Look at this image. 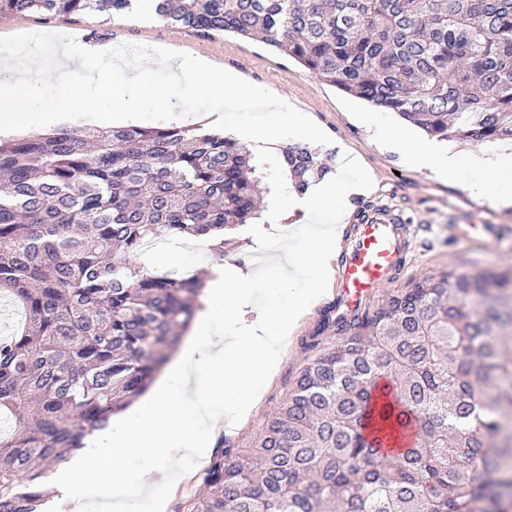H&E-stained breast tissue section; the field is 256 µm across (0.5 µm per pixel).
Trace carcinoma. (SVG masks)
I'll list each match as a JSON object with an SVG mask.
<instances>
[{
    "label": "carcinoma",
    "instance_id": "1",
    "mask_svg": "<svg viewBox=\"0 0 512 512\" xmlns=\"http://www.w3.org/2000/svg\"><path fill=\"white\" fill-rule=\"evenodd\" d=\"M132 0H0L15 12H121ZM163 20L259 38L431 137L512 140V0H155ZM296 192L329 167L278 158ZM243 142L186 127L61 128L0 141V512H37L46 470L143 392L204 287L140 249L220 238L257 218ZM321 329L320 347L249 446H226L185 512H512V273H429ZM378 431L415 438L375 448ZM480 469L491 478L471 473Z\"/></svg>",
    "mask_w": 512,
    "mask_h": 512
}]
</instances>
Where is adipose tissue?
I'll list each match as a JSON object with an SVG mask.
<instances>
[{"mask_svg": "<svg viewBox=\"0 0 512 512\" xmlns=\"http://www.w3.org/2000/svg\"><path fill=\"white\" fill-rule=\"evenodd\" d=\"M377 132L412 166L461 182L473 198L483 199L490 186L499 196L512 198L511 151L464 153L437 139L420 140L388 122L379 123ZM464 171L472 172V179L461 181ZM353 190L350 184L325 183L310 196L289 198L288 209L329 217L328 223L310 229L313 247L304 257L284 244L260 274L227 264L211 267L194 337L158 380L155 395L91 437L88 452L96 464L90 472L61 465L51 479L57 493L75 501L78 512H126L127 498L135 490L144 500V512H159L156 485L171 478L178 461L204 460L215 429L226 419L244 416L259 400L274 362L272 343L287 342L295 316L322 294L336 253L337 226ZM299 265L308 274L301 293L291 273ZM258 285L287 296L288 306L267 308L249 322L243 317L244 299ZM132 453L146 462L135 481L125 467Z\"/></svg>", "mask_w": 512, "mask_h": 512, "instance_id": "ef3b65f1", "label": "adipose tissue"}]
</instances>
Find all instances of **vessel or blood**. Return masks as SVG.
<instances>
[{
	"label": "vessel or blood",
	"instance_id": "vessel-or-blood-1",
	"mask_svg": "<svg viewBox=\"0 0 512 512\" xmlns=\"http://www.w3.org/2000/svg\"><path fill=\"white\" fill-rule=\"evenodd\" d=\"M408 247V232L399 218L386 210L366 215L342 243L344 259L336 271L337 316L353 313L391 282L405 266Z\"/></svg>",
	"mask_w": 512,
	"mask_h": 512
}]
</instances>
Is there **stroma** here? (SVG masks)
<instances>
[{"label": "stroma", "mask_w": 512, "mask_h": 512, "mask_svg": "<svg viewBox=\"0 0 512 512\" xmlns=\"http://www.w3.org/2000/svg\"><path fill=\"white\" fill-rule=\"evenodd\" d=\"M94 31L102 42L114 47L142 44L203 56L251 83L287 94L291 105L331 137L332 142L325 150L332 155V179H352L354 173L344 167L342 157L349 152L356 155L371 182L368 189L349 197L339 226L340 236H348L358 212L379 206L403 215L413 226L407 265L393 285L379 289L377 299H384L391 289L406 287L412 280L440 270L512 271V205L476 201L457 184L409 165L378 139L376 123L382 118V111L328 85L260 39L230 33L209 34L173 25L155 12L142 10L136 2L120 13L49 16L18 12L0 16V37L42 32L71 35L82 41ZM309 222V217L297 210L274 224L246 225L238 239L226 247L224 257L241 266L260 267L269 254L268 244L294 239L296 229ZM470 224H499L505 232L489 244L469 245L458 230ZM257 231L265 234L267 246L254 243L252 235ZM334 300V290H327L299 320L293 335L276 356L273 376L255 409L242 424L225 427L222 439L235 446L246 445L278 410L307 358L302 337L317 333L325 309Z\"/></svg>", "instance_id": "1"}]
</instances>
